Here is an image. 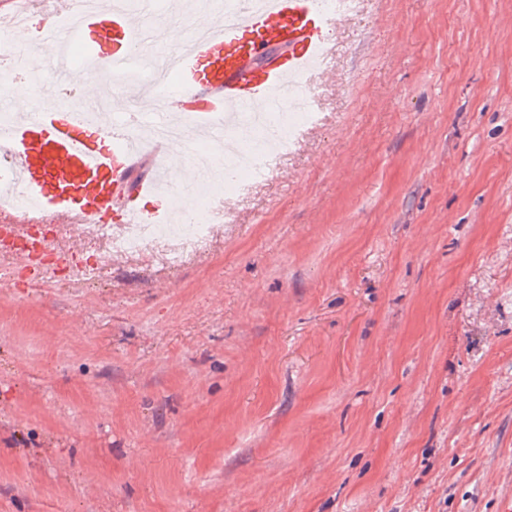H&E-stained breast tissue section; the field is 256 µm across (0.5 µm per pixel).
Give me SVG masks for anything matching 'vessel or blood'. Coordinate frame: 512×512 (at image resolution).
Listing matches in <instances>:
<instances>
[{
    "mask_svg": "<svg viewBox=\"0 0 512 512\" xmlns=\"http://www.w3.org/2000/svg\"><path fill=\"white\" fill-rule=\"evenodd\" d=\"M67 0H49L40 38L56 43L68 33L84 61L102 62L112 44L111 64L120 67L144 41L134 11L123 0H95L70 17ZM330 21L320 0H259L235 21L196 28L177 46L167 65L182 88L167 109L191 118L197 130L232 128L237 112L271 104L286 88H298L329 46ZM146 121L109 125L91 115L41 110L10 115L0 126V187L17 185L32 200L19 222L51 216L66 223L100 222L113 211L119 224L162 223L159 211L138 201L155 197L154 182L139 178L141 166H158L168 144L143 150L157 134Z\"/></svg>",
    "mask_w": 512,
    "mask_h": 512,
    "instance_id": "1",
    "label": "vessel or blood"
}]
</instances>
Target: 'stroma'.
I'll list each match as a JSON object with an SVG mask.
<instances>
[{
  "label": "stroma",
  "mask_w": 512,
  "mask_h": 512,
  "mask_svg": "<svg viewBox=\"0 0 512 512\" xmlns=\"http://www.w3.org/2000/svg\"><path fill=\"white\" fill-rule=\"evenodd\" d=\"M325 116L174 266L0 251V512H507L512 0H369ZM82 109L0 70V104Z\"/></svg>",
  "instance_id": "35a3bbf8"
}]
</instances>
